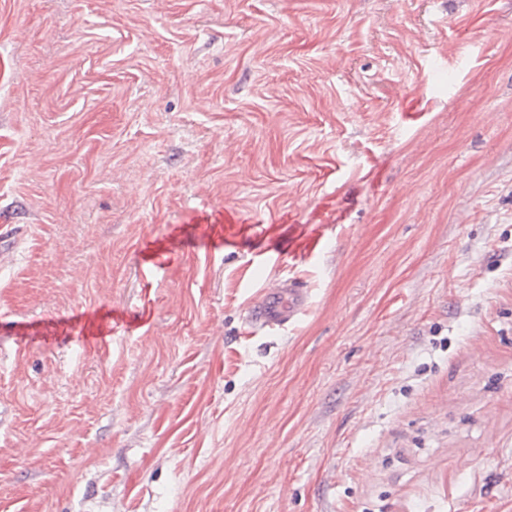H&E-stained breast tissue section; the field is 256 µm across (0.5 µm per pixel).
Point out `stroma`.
<instances>
[{"label":"stroma","instance_id":"1","mask_svg":"<svg viewBox=\"0 0 512 512\" xmlns=\"http://www.w3.org/2000/svg\"><path fill=\"white\" fill-rule=\"evenodd\" d=\"M0 220V512H512V0H0ZM308 298L309 292L296 285L270 287L250 307L246 323L251 329L282 327L306 308Z\"/></svg>","mask_w":512,"mask_h":512}]
</instances>
